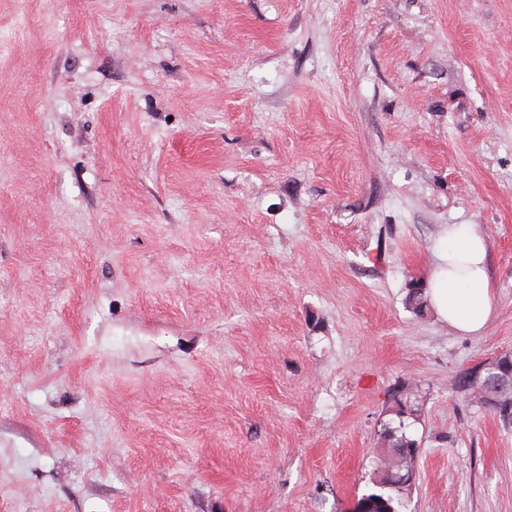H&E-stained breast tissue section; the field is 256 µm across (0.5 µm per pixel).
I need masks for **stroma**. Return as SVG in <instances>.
<instances>
[{
	"label": "stroma",
	"mask_w": 512,
	"mask_h": 512,
	"mask_svg": "<svg viewBox=\"0 0 512 512\" xmlns=\"http://www.w3.org/2000/svg\"><path fill=\"white\" fill-rule=\"evenodd\" d=\"M448 224L496 312L406 304ZM512 0H0V512H512ZM494 360L475 366L469 372V381H483L487 390V396L492 404H495L498 397L505 394L506 391H512V370L504 371L498 369L500 373H494ZM412 388L401 385L395 391L394 403L389 412L398 420V427L392 425L393 420L383 422L380 437L383 440L384 449L374 456L375 470L377 477L373 482L374 489L363 496L375 498L373 512H401L403 508V493L410 487L399 484L395 474L400 469H416V460L420 444L417 440L407 436L404 425L405 419H416L409 416H402L401 410L397 409V396L400 400L407 402L413 396ZM404 396V397H403ZM362 496V497H363Z\"/></svg>",
	"instance_id": "obj_1"
}]
</instances>
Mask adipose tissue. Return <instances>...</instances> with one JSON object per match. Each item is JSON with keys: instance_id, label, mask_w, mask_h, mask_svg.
I'll list each match as a JSON object with an SVG mask.
<instances>
[{"instance_id": "adipose-tissue-1", "label": "adipose tissue", "mask_w": 512, "mask_h": 512, "mask_svg": "<svg viewBox=\"0 0 512 512\" xmlns=\"http://www.w3.org/2000/svg\"><path fill=\"white\" fill-rule=\"evenodd\" d=\"M436 250L427 295L436 315L463 333L480 332L494 310L486 241L473 224L451 225Z\"/></svg>"}]
</instances>
